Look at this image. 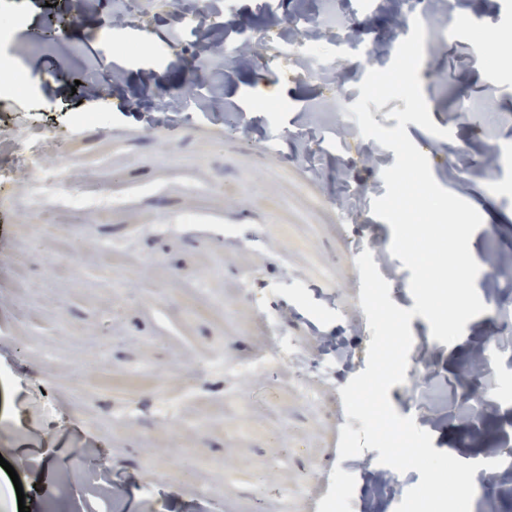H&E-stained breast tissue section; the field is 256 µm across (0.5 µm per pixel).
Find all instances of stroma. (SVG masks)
I'll return each instance as SVG.
<instances>
[{"label": "stroma", "instance_id": "obj_1", "mask_svg": "<svg viewBox=\"0 0 512 512\" xmlns=\"http://www.w3.org/2000/svg\"><path fill=\"white\" fill-rule=\"evenodd\" d=\"M13 2L25 19L13 45L34 92L0 100V112H22L34 123L54 115L55 136L68 151L50 152L48 164L76 192L113 178L132 199L95 212L84 227L61 224L55 237L39 239L30 233L35 216L16 206L24 180L0 182V336L12 341L0 349V368L13 374L0 379V457L21 475L26 506L99 512L91 482L62 484L74 458L93 445L122 489L125 512H212L177 471L189 449L209 462L198 478L223 491L224 512H318L337 466L356 480L353 512H396L369 485L377 450L342 460L338 445L343 425L361 427L347 419L340 389L365 369L372 338L355 259L373 242L392 240L372 203L385 194L382 173L395 162L392 150L361 136L348 107L368 70L393 61L406 37L408 0H219L222 30L201 34L174 24L170 0H139L133 22L113 30L108 45L94 37L100 16L58 26L70 0ZM429 2L437 22L424 41L419 78L433 122L452 136L413 123L406 131L437 183L480 213L470 249L483 267L491 254L512 253V47L497 40L512 34L505 23L512 0ZM298 19L322 29L319 61L336 67L335 84L300 78L311 57L272 54V41ZM201 38L213 44L211 63L195 67L189 51ZM247 40L252 55L226 68L231 49ZM89 71L111 78V92L74 98V81ZM218 71L224 108L190 105L176 124L156 123L162 89L192 81L202 100ZM131 88L141 99L134 108L126 102ZM73 112L98 118L75 132ZM453 145L466 147V165H453ZM190 209L197 222L174 231ZM74 235L81 238L75 285L29 300L57 238ZM122 235L138 237L143 259L105 275L97 250ZM373 260L391 300L412 308L410 270L387 250ZM204 273L211 276L198 296L205 312L187 317L184 282ZM475 286L486 310L455 342L433 340L422 316L410 322V355L436 374L434 397L443 409L471 347L512 336V273L478 274ZM32 302L60 316L61 329L29 321ZM323 336L345 340L350 359L323 357L299 382L280 364L288 379L282 386L262 369L282 344L305 349ZM215 357L229 364L225 376L188 385L186 372ZM486 358L492 373L471 380V417L448 415L430 431L435 449L478 463L479 481L488 474L481 466L488 449H512V349ZM135 370L163 380L184 418L195 419L201 403H220L223 422L201 435L177 434L146 407L133 425L108 422L110 410L131 402ZM42 377L54 381L67 412L56 425L24 384ZM228 470L245 473V481L225 488Z\"/></svg>", "mask_w": 512, "mask_h": 512}]
</instances>
